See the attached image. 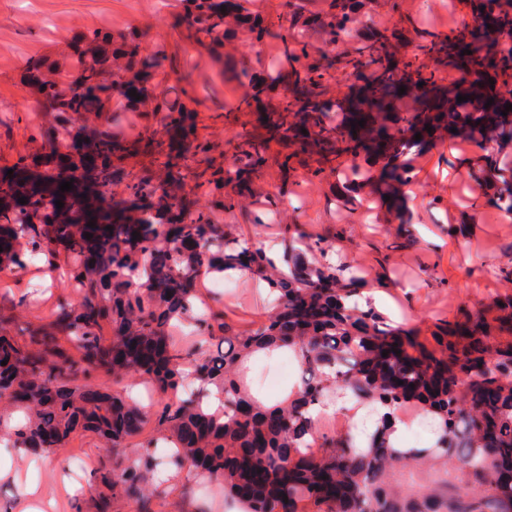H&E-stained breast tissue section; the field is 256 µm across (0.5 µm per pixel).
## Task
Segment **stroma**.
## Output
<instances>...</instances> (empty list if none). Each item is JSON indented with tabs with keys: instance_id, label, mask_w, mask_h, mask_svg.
Here are the masks:
<instances>
[{
	"instance_id": "stroma-1",
	"label": "stroma",
	"mask_w": 512,
	"mask_h": 512,
	"mask_svg": "<svg viewBox=\"0 0 512 512\" xmlns=\"http://www.w3.org/2000/svg\"><path fill=\"white\" fill-rule=\"evenodd\" d=\"M182 14L181 0H0V170L47 147L39 134L40 103L27 98L20 74L40 58L68 54L75 26L114 32L134 28L144 53L161 58L154 77L164 90L173 95L186 83L194 85L186 104L195 111L198 135L208 145L198 158L201 166L231 167L234 146L243 137L267 144V163L259 178L251 180L253 193L246 201L237 202L236 183L224 186L225 196L234 197L236 204L214 212L213 219L226 233L239 239L260 236L269 243L288 231L312 242L334 240L339 257L364 268L381 310L421 331L512 294V281L497 273L512 258V220L478 193L474 161L480 150L474 143L444 130L432 145L418 149L413 181L401 188L416 242L403 246L393 205L368 194L373 215L371 223L363 224L355 210L339 201L336 170L354 161L366 164V157L355 160L345 154L331 161L318 150L279 142L254 106L244 105L243 88L224 79L208 50L188 37ZM470 20L461 0L448 8L439 2L426 14L419 0H389L372 15L376 28H414L436 42ZM285 34L284 28L273 26L258 45L259 57L238 58L236 67L290 82L298 63L284 52ZM286 160L292 164L287 173L281 168ZM322 167L330 169V176L312 180V170ZM258 214L268 221L261 230L253 223ZM52 277L43 258L15 272L12 292L0 295V316L32 325L50 320L58 302L68 297L62 289L52 297L40 296L39 287ZM239 282L232 293L219 295L205 280L197 296L199 303L218 304L225 319L245 331L265 319L269 305L263 287L252 278L243 275ZM101 460L99 439L85 433L39 459L0 446V505L23 512L34 483L47 503L44 512H99L98 497L87 481H65L61 475L78 462L94 470Z\"/></svg>"
}]
</instances>
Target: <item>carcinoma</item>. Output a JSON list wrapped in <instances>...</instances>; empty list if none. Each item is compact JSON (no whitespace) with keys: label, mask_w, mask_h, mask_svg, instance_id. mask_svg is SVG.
I'll return each instance as SVG.
<instances>
[{"label":"carcinoma","mask_w":512,"mask_h":512,"mask_svg":"<svg viewBox=\"0 0 512 512\" xmlns=\"http://www.w3.org/2000/svg\"><path fill=\"white\" fill-rule=\"evenodd\" d=\"M465 2L476 21L491 12L490 0ZM378 6L377 0H325L318 11L297 13L294 33L284 39L300 63L294 88L265 118L282 140L312 138L331 149L351 142L352 155H374L381 163L376 183L356 165L344 174L340 199L349 207L369 185L398 197L410 174L404 154L426 142L425 126L445 120L484 151L479 173L497 179L495 204L512 213V173L502 171V158L512 151V111L505 110L503 93L483 81L494 47L490 29L472 34V54L463 55L454 38L425 45L416 29L365 27ZM183 11L189 36L210 49L231 80L240 71L220 41L225 15L236 19L229 41L250 47L273 24L242 0H184ZM312 36L329 46L352 41L356 47L341 58L314 57ZM405 43L413 49L395 60L394 49ZM442 51L474 73L470 85L417 112H396L401 82L393 74L405 73L431 90L436 82L428 59ZM157 65L158 58L142 52L136 32L80 28L68 55L43 60L21 77L43 85L46 111L61 121L76 112L97 125L98 140L83 182L67 176L69 150L81 138L64 126L48 150L21 158L13 173L0 175V198L14 201L0 206V261L21 269L31 254L61 249L83 285L80 297L49 323L0 328V362L7 361L0 365V438L41 454L55 452L77 432L98 435L105 440L103 464L89 485L105 510L112 497L122 496L146 512L154 493L151 475L162 467L217 482L247 512H512V295L423 335L396 325L367 299L357 266L334 260L329 243L290 234L274 255L259 240L225 234L224 225L211 221V206L193 208L148 175L125 171L114 163L106 116L111 82L144 81ZM339 65L365 91L348 100L340 125L330 118L326 98L331 70ZM60 69L73 72L66 94L47 80ZM460 95L492 105L462 112ZM148 111L178 114L169 131L146 126L139 139L158 147L167 165L186 166L192 153L206 152L193 112L172 109L162 93L152 97ZM261 149L248 137L238 145L236 161L254 178ZM191 172L210 189L244 174L208 167ZM63 181L73 188L59 190ZM115 187L127 196L120 214L109 203ZM57 200L64 203L60 209ZM87 232L93 237L85 238ZM236 273L264 282L272 298L266 320L247 332L236 331L212 308L204 315L196 309L200 277ZM106 321L112 323L110 339L102 334ZM175 321L197 325L194 345L171 343ZM216 340L224 353L211 350ZM285 348L297 357L301 377L283 400L268 404L246 388L241 370L253 355ZM93 373L138 379L160 399L148 412L105 386L69 383ZM188 373L196 381L189 393ZM213 396L222 405L212 411ZM407 403L430 419L432 446L402 448L393 437V421ZM11 407L25 412L24 422L11 425ZM331 407L343 414L368 409L376 415L372 430L318 434V415ZM150 429L174 445L171 453H157L146 435Z\"/></svg>","instance_id":"obj_1"}]
</instances>
